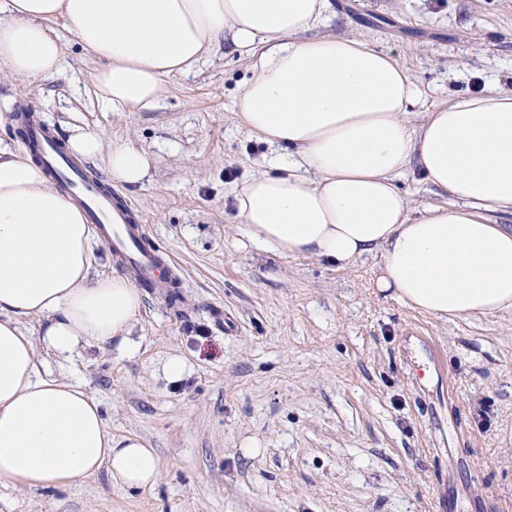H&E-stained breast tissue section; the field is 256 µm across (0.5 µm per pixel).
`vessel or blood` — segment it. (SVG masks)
<instances>
[{
  "label": "vessel or blood",
  "instance_id": "vessel-or-blood-1",
  "mask_svg": "<svg viewBox=\"0 0 512 512\" xmlns=\"http://www.w3.org/2000/svg\"><path fill=\"white\" fill-rule=\"evenodd\" d=\"M28 136L52 178L74 196L87 222L98 227L120 262L134 270L138 283L145 288L164 287L160 273L163 260L144 245L138 227L131 223L127 207L117 205L111 190L87 176L83 167L60 149L50 127L36 120L31 121Z\"/></svg>",
  "mask_w": 512,
  "mask_h": 512
}]
</instances>
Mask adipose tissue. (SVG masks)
<instances>
[{"mask_svg":"<svg viewBox=\"0 0 512 512\" xmlns=\"http://www.w3.org/2000/svg\"><path fill=\"white\" fill-rule=\"evenodd\" d=\"M330 11V0H0V71L61 73L65 31L101 62L98 107L140 112L231 39L251 61L244 125L286 149L235 193L260 250L343 268L379 257L381 290L438 318L512 309V225L495 219L512 215V91L485 83L412 124L420 90L408 68L366 37L318 34ZM108 168L138 185L149 160L116 146ZM413 169L450 205L412 212L399 181ZM95 242L43 168L0 141V481L58 489L105 468L121 489L155 482L154 450L113 437L99 401L49 367L129 342L141 295L94 272Z\"/></svg>","mask_w":512,"mask_h":512,"instance_id":"obj_1","label":"adipose tissue"}]
</instances>
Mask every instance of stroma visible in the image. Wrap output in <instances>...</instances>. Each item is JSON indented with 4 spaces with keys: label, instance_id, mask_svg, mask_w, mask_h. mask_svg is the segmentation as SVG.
Listing matches in <instances>:
<instances>
[{
    "label": "stroma",
    "instance_id": "35a3bbf8",
    "mask_svg": "<svg viewBox=\"0 0 512 512\" xmlns=\"http://www.w3.org/2000/svg\"><path fill=\"white\" fill-rule=\"evenodd\" d=\"M330 3L326 32L399 58L420 111L481 79L512 90V0ZM62 42V74L0 73V138L25 151L24 107L63 140L95 130L100 179L114 146L143 151L146 180L117 190L172 260L179 299L142 291L128 349L95 344L50 368L99 401L113 436L145 440L159 475L138 490L104 470L57 490L1 483L0 512H512V310L436 318L379 291L378 259L260 252L235 192L271 149L239 116L252 71L231 45L169 78L153 109L105 112L94 61Z\"/></svg>",
    "mask_w": 512,
    "mask_h": 512
}]
</instances>
